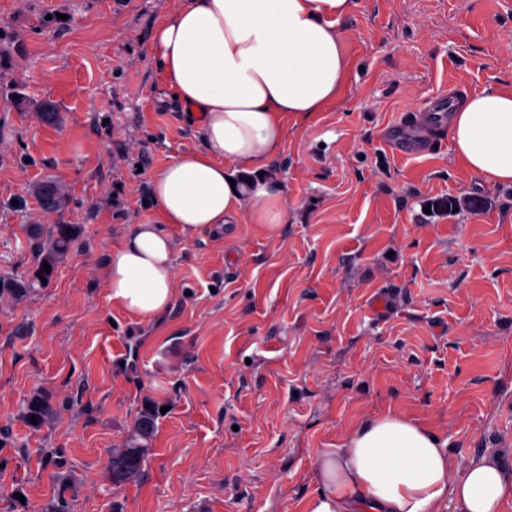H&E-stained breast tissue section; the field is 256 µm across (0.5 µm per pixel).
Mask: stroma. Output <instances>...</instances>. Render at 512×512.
Segmentation results:
<instances>
[{"label":"stroma","instance_id":"35a3bbf8","mask_svg":"<svg viewBox=\"0 0 512 512\" xmlns=\"http://www.w3.org/2000/svg\"><path fill=\"white\" fill-rule=\"evenodd\" d=\"M176 6L0 0V276L35 266L27 225L81 229L47 287L0 296V512H42L51 451L81 480L71 512H302L318 453L389 410L447 437L457 467L496 452L512 467V188L446 134L390 148L450 86L512 87V0H358L340 22L347 87L285 122L284 224L178 240L172 304L142 318L103 271L132 224L159 220L151 175L199 145L151 55ZM47 179L52 214L33 191ZM36 389L58 411L33 430L19 408ZM147 405L144 472L109 488Z\"/></svg>","mask_w":512,"mask_h":512}]
</instances>
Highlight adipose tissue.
Masks as SVG:
<instances>
[{
    "label": "adipose tissue",
    "instance_id": "obj_1",
    "mask_svg": "<svg viewBox=\"0 0 512 512\" xmlns=\"http://www.w3.org/2000/svg\"><path fill=\"white\" fill-rule=\"evenodd\" d=\"M355 0H179L157 26L152 55L200 140L155 172L159 221L131 226L104 268L108 297L153 318L173 297L176 238L245 222L276 230L288 197L270 165L286 117L337 99L349 63L338 24ZM449 136L471 172L512 187V89L467 96ZM318 490L303 512H503L512 469L484 454L456 470L445 438L389 411L360 421L340 448L315 460Z\"/></svg>",
    "mask_w": 512,
    "mask_h": 512
}]
</instances>
